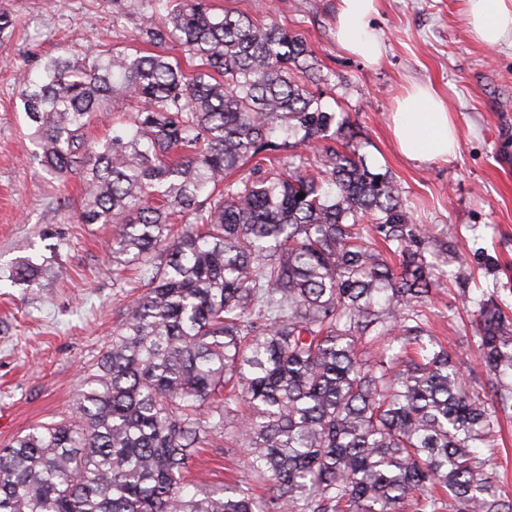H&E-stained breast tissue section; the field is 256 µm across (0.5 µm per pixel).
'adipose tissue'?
<instances>
[{
    "label": "adipose tissue",
    "mask_w": 512,
    "mask_h": 512,
    "mask_svg": "<svg viewBox=\"0 0 512 512\" xmlns=\"http://www.w3.org/2000/svg\"><path fill=\"white\" fill-rule=\"evenodd\" d=\"M378 0H341L337 34L341 46L366 62H377L381 44L372 26ZM470 33L483 45H512V0H466ZM393 139L405 157L418 162L456 158L457 127L435 89L415 85L390 115Z\"/></svg>",
    "instance_id": "adipose-tissue-1"
}]
</instances>
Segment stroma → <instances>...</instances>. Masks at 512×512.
<instances>
[{
    "mask_svg": "<svg viewBox=\"0 0 512 512\" xmlns=\"http://www.w3.org/2000/svg\"><path fill=\"white\" fill-rule=\"evenodd\" d=\"M211 0L215 14L276 22L301 37L319 69L310 89L348 117L338 149L358 147L371 171L392 178L416 223L447 243L454 276L427 310L432 335L455 351L463 375L478 367L469 312L483 293L512 307V47L473 40L464 0H379L372 25L382 57L365 63L336 38L339 0ZM14 21L0 50V446L36 425L71 417L82 381L125 321L130 296L112 284V231L78 220L80 181L68 196L43 172L19 93L66 47L115 52L138 41V14L112 20V0H0ZM428 84L447 100L460 134L450 162L403 156L389 129L397 99ZM46 268L40 287L16 284L23 260ZM213 486L250 480L247 453L214 437L190 465Z\"/></svg>",
    "mask_w": 512,
    "mask_h": 512,
    "instance_id": "stroma-1",
    "label": "stroma"
}]
</instances>
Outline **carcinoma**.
<instances>
[{"mask_svg": "<svg viewBox=\"0 0 512 512\" xmlns=\"http://www.w3.org/2000/svg\"><path fill=\"white\" fill-rule=\"evenodd\" d=\"M115 2L197 68L64 51L22 90L41 166L61 188L78 176L80 223L113 225L112 284L141 293L72 419L0 449V512H512L495 472L512 313L473 301L465 379L426 325L448 281L429 230L332 145L347 120L298 76L304 41L209 0ZM107 105L126 117L92 141ZM14 277L33 287L41 270ZM220 432L265 493L185 479Z\"/></svg>", "mask_w": 512, "mask_h": 512, "instance_id": "1", "label": "carcinoma"}]
</instances>
